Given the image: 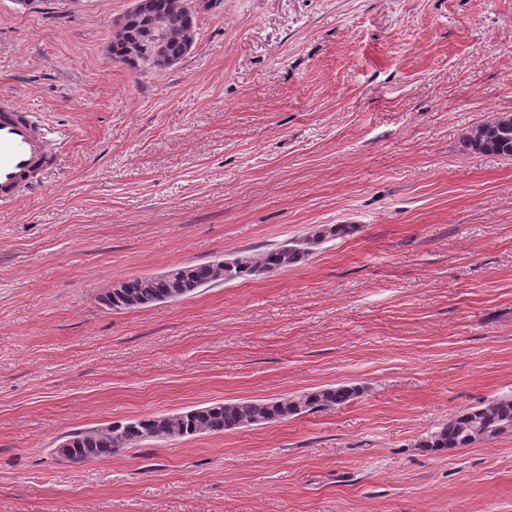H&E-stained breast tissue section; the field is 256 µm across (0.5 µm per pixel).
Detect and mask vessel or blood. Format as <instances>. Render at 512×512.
I'll return each mask as SVG.
<instances>
[{
  "instance_id": "b4317fda",
  "label": "vessel or blood",
  "mask_w": 512,
  "mask_h": 512,
  "mask_svg": "<svg viewBox=\"0 0 512 512\" xmlns=\"http://www.w3.org/2000/svg\"><path fill=\"white\" fill-rule=\"evenodd\" d=\"M56 150L41 122L17 102L0 106V208L38 185L54 167Z\"/></svg>"
}]
</instances>
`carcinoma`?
Listing matches in <instances>:
<instances>
[{
	"mask_svg": "<svg viewBox=\"0 0 512 512\" xmlns=\"http://www.w3.org/2000/svg\"><path fill=\"white\" fill-rule=\"evenodd\" d=\"M140 10L128 11L125 31L112 38L111 57L127 60L136 71L162 69L161 62H147L137 54V41L148 31L153 19H161L166 32L167 57L177 62L194 46L197 30L195 14L205 0H137ZM466 145L478 152L512 157V116H500L471 129ZM358 230L355 224H336L302 240L251 255L242 254L231 266L218 262L178 266L167 280L151 276L125 281L106 296L114 309H132L155 303L183 299L200 288L219 282L246 280L265 272L285 270L296 265L329 237H346ZM358 388L336 384L285 398H247L215 402L178 413L147 415L115 422L105 428H90L68 433L67 448H58L59 457L72 461L106 458L123 448L146 441H170L202 433L221 434L249 426L288 419L304 412L325 411L353 400ZM512 434V394H503L483 406L470 407L448 420L437 430L416 441L426 451L468 448L502 435Z\"/></svg>",
	"mask_w": 512,
	"mask_h": 512,
	"instance_id": "cac0c4a2",
	"label": "carcinoma"
}]
</instances>
